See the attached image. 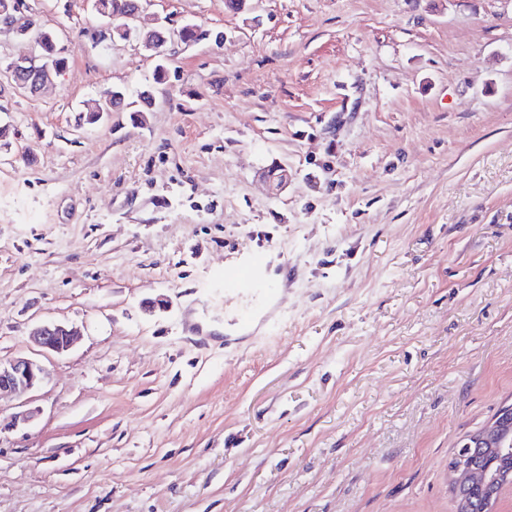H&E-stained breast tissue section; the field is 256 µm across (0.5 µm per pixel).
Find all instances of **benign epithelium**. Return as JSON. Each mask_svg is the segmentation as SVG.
Listing matches in <instances>:
<instances>
[{
	"label": "benign epithelium",
	"mask_w": 512,
	"mask_h": 512,
	"mask_svg": "<svg viewBox=\"0 0 512 512\" xmlns=\"http://www.w3.org/2000/svg\"><path fill=\"white\" fill-rule=\"evenodd\" d=\"M28 0H3L0 3V33L8 31L14 38L27 44V54L15 59L10 65L11 80L15 88L29 94L39 93L55 74L62 73L68 64L64 48L55 49V56L43 54V33L23 24L28 18ZM102 25L97 41H112L114 34L122 33L123 26H115L112 13L100 10ZM77 336V330L56 322L38 325L30 337L41 348L61 354L68 351ZM45 378V369L37 361L26 357H15L6 361L0 359V396L26 392L39 385ZM464 446L484 455L505 457L512 452V406H503L498 414L484 427L464 441ZM477 458L474 452L453 457L450 465V488L458 495L460 512L471 508L467 489L478 477ZM512 485V474L496 473L483 480L482 494L487 512H496L498 488L503 478Z\"/></svg>",
	"instance_id": "benign-epithelium-1"
}]
</instances>
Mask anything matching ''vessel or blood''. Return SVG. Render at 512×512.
<instances>
[{
  "mask_svg": "<svg viewBox=\"0 0 512 512\" xmlns=\"http://www.w3.org/2000/svg\"><path fill=\"white\" fill-rule=\"evenodd\" d=\"M267 265V252L257 250L245 260L224 269L222 286L225 294L235 296L242 303L236 318L240 328H250L254 318L273 302L279 291L277 283L266 277Z\"/></svg>",
  "mask_w": 512,
  "mask_h": 512,
  "instance_id": "vessel-or-blood-1",
  "label": "vessel or blood"
}]
</instances>
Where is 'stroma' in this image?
I'll use <instances>...</instances> for the list:
<instances>
[{"mask_svg": "<svg viewBox=\"0 0 512 512\" xmlns=\"http://www.w3.org/2000/svg\"><path fill=\"white\" fill-rule=\"evenodd\" d=\"M28 2L69 63L15 89L0 35V358L46 371L0 397V512H455L512 404V0H147L224 34L159 84L91 0ZM261 247L273 327L225 344ZM142 93L140 94L139 101L128 102L125 98L124 105L122 107H118L115 109L113 107V102L111 109L110 105L108 104L107 98H104L102 101L100 100L96 102L93 106L89 107L86 110V119L87 121L93 123L96 120H98L99 116H102V113L100 112H106V110H109L110 112H133V118L142 117V114H144V112H151L153 106L152 101L148 100V98L141 97ZM77 336V330L56 322L38 325L30 332V337L46 351L61 354L68 351ZM500 409L491 421L463 441L465 448H475L478 453L496 456L481 457L478 455L476 458L472 452L460 457L457 456V453L454 454L450 465V488L455 495H458L459 512H470L471 505L473 507L471 512H482L480 511L482 504L478 492L472 494V504L467 495V489L478 477L477 459L482 468L494 472L501 466L497 456L507 457L511 452L512 448L509 447L512 446V406H503Z\"/></svg>", "mask_w": 512, "mask_h": 512, "instance_id": "35a3bbf8", "label": "stroma"}]
</instances>
